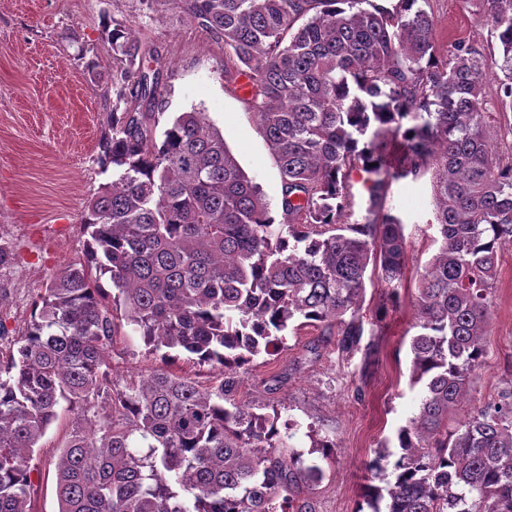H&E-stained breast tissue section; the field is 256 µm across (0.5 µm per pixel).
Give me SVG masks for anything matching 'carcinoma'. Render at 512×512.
Segmentation results:
<instances>
[{
	"mask_svg": "<svg viewBox=\"0 0 512 512\" xmlns=\"http://www.w3.org/2000/svg\"><path fill=\"white\" fill-rule=\"evenodd\" d=\"M427 2L142 0L223 41L226 73L248 80L280 172L279 226L206 113L182 112L156 137L159 59L123 23L104 26L112 109L98 147L112 182L81 217L82 258L0 355V512H31L34 448L63 405L74 423L58 512H310L293 488L322 468L280 451L278 416L234 397L237 374L305 327L336 328L350 352L374 276L400 306L404 224L382 199L389 181L427 172L440 245L410 300L422 398L367 463L356 512H512V389L482 404L469 394L512 244V157L491 139L485 49L458 39L440 54ZM484 4L512 106V0ZM358 164L369 207L346 224L345 170ZM124 324L162 359L184 351L223 380L159 369L120 386L107 354Z\"/></svg>",
	"mask_w": 512,
	"mask_h": 512,
	"instance_id": "obj_1",
	"label": "carcinoma"
}]
</instances>
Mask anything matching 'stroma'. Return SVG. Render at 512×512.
Here are the masks:
<instances>
[{
  "instance_id": "1",
  "label": "stroma",
  "mask_w": 512,
  "mask_h": 512,
  "mask_svg": "<svg viewBox=\"0 0 512 512\" xmlns=\"http://www.w3.org/2000/svg\"><path fill=\"white\" fill-rule=\"evenodd\" d=\"M440 50L464 38L482 45L488 58L499 48L483 21V0H429ZM135 31L161 60L169 107L167 124L179 113L204 112L247 175L259 183L274 216H281V180L275 159L245 95L224 75V44L193 26L174 9L151 12L140 0H0V238L14 249L0 267V325L6 341L20 337L50 278L82 255L80 219L111 171L98 161V142L110 110L102 90L89 85L79 57L97 54L102 74L112 70L104 19ZM384 206L399 217L406 236L402 299L416 289V274L435 252V200L430 177L391 182ZM363 336L343 352L332 330L305 328L288 334L278 354L261 355L239 374L236 397L257 412L277 410L289 425L286 444L318 461L324 471L314 485L299 484L298 498L312 512H355L365 463L384 441L395 440L418 408L419 389L409 382L408 307L393 309L387 291L368 284L361 310ZM112 379L129 383L157 368L210 386L218 371L176 353L170 361L151 352L139 332L123 327L108 351ZM287 374L272 389L270 379ZM512 388V245L499 262L485 363L471 385L475 400ZM72 427L60 412L40 440L31 462L33 512H58L52 475ZM335 441L330 457L312 451L309 431Z\"/></svg>"
}]
</instances>
